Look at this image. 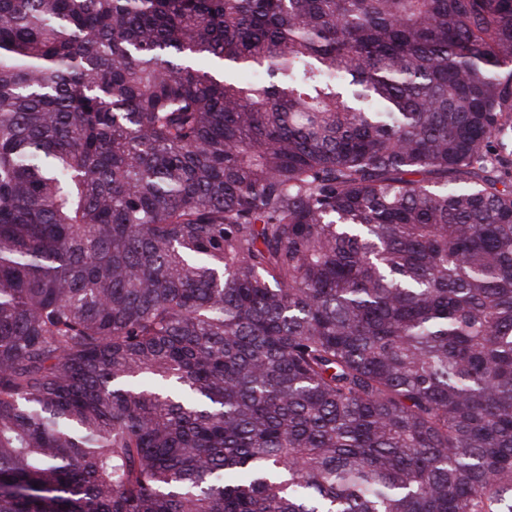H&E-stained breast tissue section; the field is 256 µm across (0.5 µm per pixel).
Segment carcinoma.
Returning <instances> with one entry per match:
<instances>
[{
	"instance_id": "1",
	"label": "carcinoma",
	"mask_w": 512,
	"mask_h": 512,
	"mask_svg": "<svg viewBox=\"0 0 512 512\" xmlns=\"http://www.w3.org/2000/svg\"><path fill=\"white\" fill-rule=\"evenodd\" d=\"M512 0H0V512H512Z\"/></svg>"
}]
</instances>
